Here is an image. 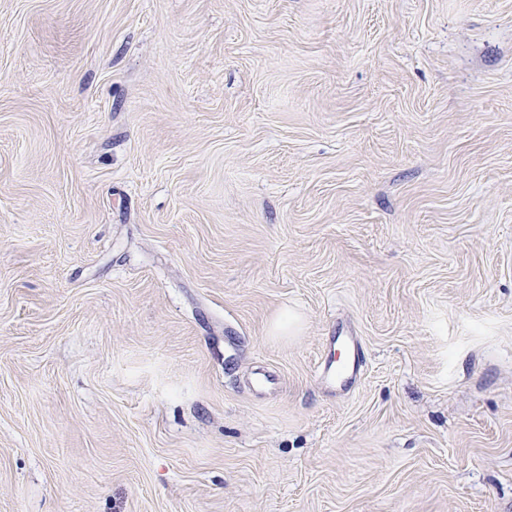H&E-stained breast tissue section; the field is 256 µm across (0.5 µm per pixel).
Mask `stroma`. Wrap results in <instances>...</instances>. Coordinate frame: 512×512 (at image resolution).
I'll return each instance as SVG.
<instances>
[{"label":"stroma","mask_w":512,"mask_h":512,"mask_svg":"<svg viewBox=\"0 0 512 512\" xmlns=\"http://www.w3.org/2000/svg\"><path fill=\"white\" fill-rule=\"evenodd\" d=\"M0 512H512V0H0ZM334 363L335 361L332 358L323 360L320 363L317 374L321 382L336 387V380L341 383L350 384L356 379L359 373V364L355 357L353 360L344 361L337 368Z\"/></svg>","instance_id":"1"}]
</instances>
